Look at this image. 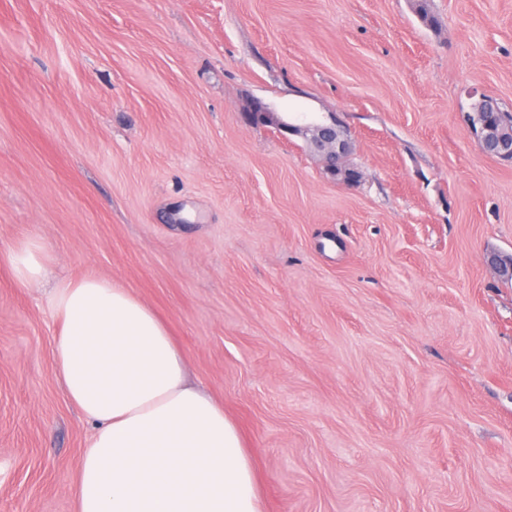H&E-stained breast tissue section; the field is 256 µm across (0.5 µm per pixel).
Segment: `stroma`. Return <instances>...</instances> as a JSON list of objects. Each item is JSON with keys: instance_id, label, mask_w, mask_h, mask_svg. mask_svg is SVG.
Returning <instances> with one entry per match:
<instances>
[{"instance_id": "obj_1", "label": "stroma", "mask_w": 512, "mask_h": 512, "mask_svg": "<svg viewBox=\"0 0 512 512\" xmlns=\"http://www.w3.org/2000/svg\"><path fill=\"white\" fill-rule=\"evenodd\" d=\"M0 0V251L151 306L263 512H512V0ZM336 117L352 185L299 136ZM0 266V512H75L90 427ZM500 127H510L512 129V113L504 109L500 105V112L498 115L493 116ZM463 123L465 130L468 134L475 137L480 144L484 143L485 146L493 147L500 150L499 158L505 161L512 160V133L502 132L500 127L487 124L483 121H472L469 112L463 115Z\"/></svg>"}]
</instances>
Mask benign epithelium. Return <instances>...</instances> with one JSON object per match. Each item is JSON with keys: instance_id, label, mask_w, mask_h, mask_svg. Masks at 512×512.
Wrapping results in <instances>:
<instances>
[{"instance_id": "benign-epithelium-1", "label": "benign epithelium", "mask_w": 512, "mask_h": 512, "mask_svg": "<svg viewBox=\"0 0 512 512\" xmlns=\"http://www.w3.org/2000/svg\"><path fill=\"white\" fill-rule=\"evenodd\" d=\"M247 119L252 122L272 124L282 133L301 136L309 147L322 158L324 171L332 179H340L346 184L359 181V172L346 164L345 158L349 153V143L337 128V124L308 123L298 125L286 122L259 103L255 104L247 113ZM463 123L466 132L475 137L480 143L500 150V159L512 160V134L502 132L498 126L483 121H473L467 114L463 115Z\"/></svg>"}]
</instances>
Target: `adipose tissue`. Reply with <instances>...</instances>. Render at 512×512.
<instances>
[{"instance_id":"adipose-tissue-1","label":"adipose tissue","mask_w":512,"mask_h":512,"mask_svg":"<svg viewBox=\"0 0 512 512\" xmlns=\"http://www.w3.org/2000/svg\"><path fill=\"white\" fill-rule=\"evenodd\" d=\"M16 286L48 287L54 373L93 432L76 512H262L250 455L223 404L191 382L165 322L112 278L51 279L39 239L0 253Z\"/></svg>"}]
</instances>
